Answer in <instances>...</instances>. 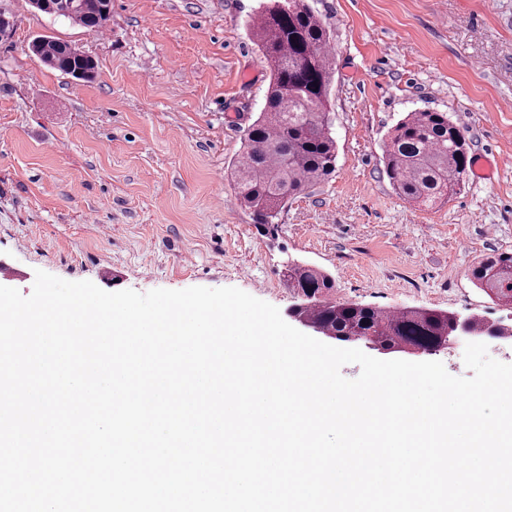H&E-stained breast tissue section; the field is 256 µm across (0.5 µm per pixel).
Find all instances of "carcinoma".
<instances>
[{
  "mask_svg": "<svg viewBox=\"0 0 512 512\" xmlns=\"http://www.w3.org/2000/svg\"><path fill=\"white\" fill-rule=\"evenodd\" d=\"M40 12L103 31L112 0H31ZM250 33L270 69L265 105L244 131L232 164L235 197L256 224L272 225L288 200L325 181L335 171L330 93L335 56L332 35L307 0H261ZM32 51L47 65L78 80L89 78L94 60L74 44L41 35ZM385 169L393 190L409 204L433 207L447 202L464 183L469 164L464 132L448 114L408 113L391 130ZM288 287L317 303L305 318L338 340L369 336L384 350L418 346L435 351L448 344L453 315L430 310L387 313L355 302L327 299L335 288L326 272L290 263ZM475 285L494 302L512 308V253L490 254L472 268Z\"/></svg>",
  "mask_w": 512,
  "mask_h": 512,
  "instance_id": "1",
  "label": "carcinoma"
}]
</instances>
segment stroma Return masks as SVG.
<instances>
[{
	"instance_id": "1",
	"label": "stroma",
	"mask_w": 512,
	"mask_h": 512,
	"mask_svg": "<svg viewBox=\"0 0 512 512\" xmlns=\"http://www.w3.org/2000/svg\"><path fill=\"white\" fill-rule=\"evenodd\" d=\"M4 2L0 285L30 294L40 269L109 292L235 287L285 316L294 259L328 273L336 301L512 325L470 275L512 253V165L421 209L384 164L389 132L418 110L448 113L471 158H512V0H308L335 44L336 168L271 233L231 201L269 83L247 30L259 0H112L101 34ZM40 35L81 47L94 78L44 66L28 50Z\"/></svg>"
}]
</instances>
